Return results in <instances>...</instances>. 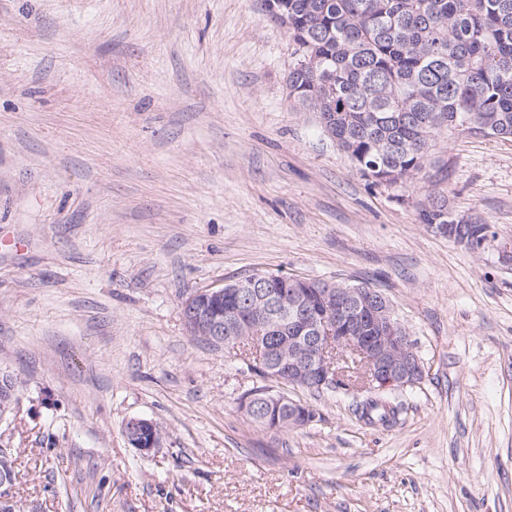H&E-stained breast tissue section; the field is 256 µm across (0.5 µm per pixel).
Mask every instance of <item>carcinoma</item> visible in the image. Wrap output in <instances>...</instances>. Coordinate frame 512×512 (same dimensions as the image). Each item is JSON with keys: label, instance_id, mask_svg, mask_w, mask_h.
I'll return each mask as SVG.
<instances>
[{"label": "carcinoma", "instance_id": "1", "mask_svg": "<svg viewBox=\"0 0 512 512\" xmlns=\"http://www.w3.org/2000/svg\"><path fill=\"white\" fill-rule=\"evenodd\" d=\"M288 22L296 62L289 97L312 109L361 176L411 180L426 167L431 138L463 121L512 138V0H263ZM433 197L424 224H451ZM360 417L388 426L404 408L396 390H355Z\"/></svg>", "mask_w": 512, "mask_h": 512}]
</instances>
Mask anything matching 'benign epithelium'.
Listing matches in <instances>:
<instances>
[{"label":"benign epithelium","mask_w":512,"mask_h":512,"mask_svg":"<svg viewBox=\"0 0 512 512\" xmlns=\"http://www.w3.org/2000/svg\"><path fill=\"white\" fill-rule=\"evenodd\" d=\"M436 231L448 239L463 244L476 253L495 249L500 254H512V244L500 242L492 228L481 231V237L464 234L462 224H440ZM234 288L241 300L235 316L224 322L206 302L224 296V289ZM336 307L340 317L330 319L325 310ZM268 315H288V325L295 335L269 345L263 339V326L255 311ZM182 317L190 335L224 338V344L236 346L248 336L263 355L254 365L263 369L270 379L293 387L307 388L315 383L328 387L338 375L332 371L328 352L348 350L362 359L372 383L383 389L413 387L424 377V363L417 354L406 328L394 320V311L381 292L368 294L363 290L328 283L323 288H291L286 293L270 289L268 279L254 275L248 282L210 287L196 291L182 305ZM288 348V362L278 358ZM267 412L266 423L279 428L286 424L304 426L317 419L314 409L299 401L266 389L262 400ZM125 434L134 448L149 454L159 447L161 432L158 424L147 418H132L125 425Z\"/></svg>","instance_id":"7a95c632"}]
</instances>
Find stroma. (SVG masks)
<instances>
[{
	"label": "stroma",
	"instance_id": "stroma-1",
	"mask_svg": "<svg viewBox=\"0 0 512 512\" xmlns=\"http://www.w3.org/2000/svg\"><path fill=\"white\" fill-rule=\"evenodd\" d=\"M262 0H0V419L21 512H512V264L422 224L446 198L512 242V138L439 132L375 184L289 98ZM256 272L380 290L425 366L396 423L263 380L181 305ZM133 417L161 427L142 454ZM274 391L273 386H268L265 390L266 397L260 402L263 405V410L267 412L264 418L268 425L273 424L274 428L282 427L285 424H288V426H304L316 421L318 418L316 410L314 411L309 405L292 400L284 394L274 393ZM285 404L288 405V420H283L279 417V410ZM252 419L260 425L267 426L263 420ZM288 426L285 428H288Z\"/></svg>",
	"mask_w": 512,
	"mask_h": 512
}]
</instances>
